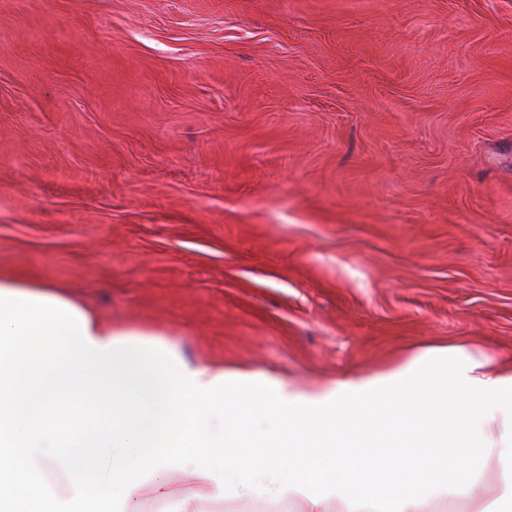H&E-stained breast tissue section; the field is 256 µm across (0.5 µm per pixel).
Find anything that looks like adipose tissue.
Returning <instances> with one entry per match:
<instances>
[{
  "mask_svg": "<svg viewBox=\"0 0 512 512\" xmlns=\"http://www.w3.org/2000/svg\"><path fill=\"white\" fill-rule=\"evenodd\" d=\"M174 474L169 467L155 471L149 481L132 489L124 512H144L143 503L148 499L164 502L163 512H189L194 503L213 499L219 493L216 481L197 471L183 472L180 487H173Z\"/></svg>",
  "mask_w": 512,
  "mask_h": 512,
  "instance_id": "obj_1",
  "label": "adipose tissue"
}]
</instances>
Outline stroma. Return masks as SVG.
Returning a JSON list of instances; mask_svg holds the SVG:
<instances>
[{
  "instance_id": "35a3bbf8",
  "label": "stroma",
  "mask_w": 512,
  "mask_h": 512,
  "mask_svg": "<svg viewBox=\"0 0 512 512\" xmlns=\"http://www.w3.org/2000/svg\"><path fill=\"white\" fill-rule=\"evenodd\" d=\"M0 271L308 391L512 360V0H0ZM427 351L415 355L405 364L398 366L396 368H393L387 372L375 374V375H371V376H366V377H360V378L346 376V377L340 378L338 381L334 382L333 384H331L329 386L316 389L315 391H312L310 393H300L295 390L290 391L288 389L287 383H282V382H278V383L281 384L280 390H281V394L285 397L284 398L285 400H288V399L293 400L297 396H301V397L307 398L309 400H323L326 396H329L330 394L335 393L336 389L339 390L341 383L349 384V386H351V387H359L366 383H370V381H373L376 379H382V378L393 376L394 374H400L402 372H405L406 369H408L409 366L412 364V362H416L417 358L424 356V354Z\"/></svg>"
}]
</instances>
